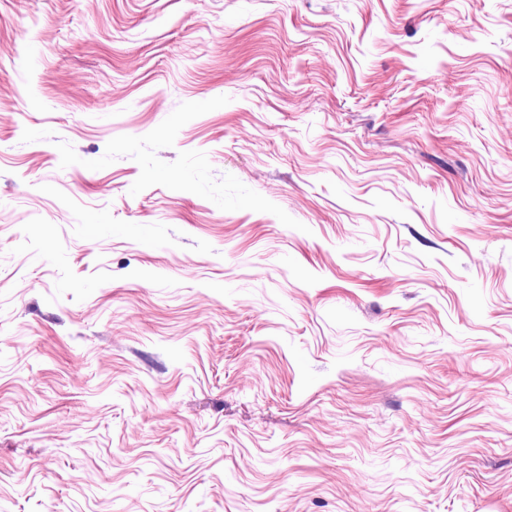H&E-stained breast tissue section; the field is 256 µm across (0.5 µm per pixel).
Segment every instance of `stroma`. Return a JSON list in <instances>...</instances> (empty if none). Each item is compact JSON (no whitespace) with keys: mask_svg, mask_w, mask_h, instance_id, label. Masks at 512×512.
I'll return each instance as SVG.
<instances>
[{"mask_svg":"<svg viewBox=\"0 0 512 512\" xmlns=\"http://www.w3.org/2000/svg\"><path fill=\"white\" fill-rule=\"evenodd\" d=\"M0 512H512V0H0Z\"/></svg>","mask_w":512,"mask_h":512,"instance_id":"35a3bbf8","label":"stroma"}]
</instances>
